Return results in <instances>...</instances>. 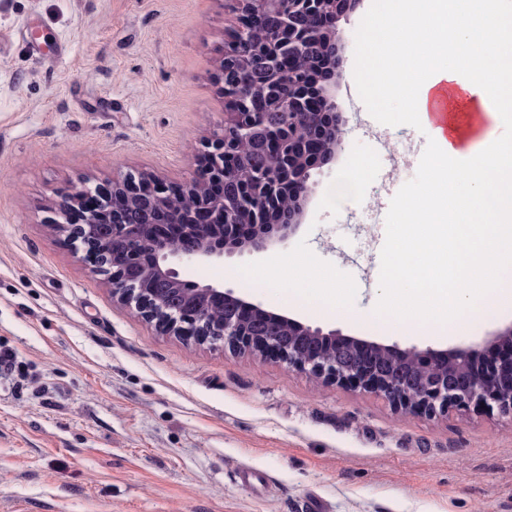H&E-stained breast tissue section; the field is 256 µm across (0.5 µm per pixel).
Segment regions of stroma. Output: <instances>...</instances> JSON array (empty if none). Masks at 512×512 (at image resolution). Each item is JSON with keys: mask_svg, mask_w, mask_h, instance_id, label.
Here are the masks:
<instances>
[{"mask_svg": "<svg viewBox=\"0 0 512 512\" xmlns=\"http://www.w3.org/2000/svg\"><path fill=\"white\" fill-rule=\"evenodd\" d=\"M391 0L338 23L343 145L314 172L300 227L264 252L179 265L323 331L416 348L485 350L512 325L487 305L458 335L380 332L385 219L431 132L405 95L365 84L361 61ZM231 0H0V512H512V417L398 412L273 357L158 332L49 224L63 195L127 172L181 184L227 110L216 81ZM306 259L340 305H286L258 271ZM243 465L264 488L237 482Z\"/></svg>", "mask_w": 512, "mask_h": 512, "instance_id": "obj_1", "label": "stroma"}]
</instances>
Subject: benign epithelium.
<instances>
[{
	"label": "benign epithelium",
	"mask_w": 512,
	"mask_h": 512,
	"mask_svg": "<svg viewBox=\"0 0 512 512\" xmlns=\"http://www.w3.org/2000/svg\"><path fill=\"white\" fill-rule=\"evenodd\" d=\"M241 26L232 30L220 77L230 108L224 134L206 143L190 181L173 187L153 175L129 172L110 184L83 185L66 194L52 220L65 239L81 243L96 264L112 257V296L135 303L166 334L222 342L232 350H258L319 379L379 393L411 414L445 416L474 405L512 415V357L491 378L475 370L480 353L402 349L334 331L327 333L263 309L210 284L184 280L171 262L198 263L243 249L265 251L300 226L312 191L314 163L326 164L342 144L341 119L330 85L308 89L306 62L319 55L336 75L342 45L338 22L358 0H237ZM261 145L268 160L249 180L238 178L244 148ZM198 202L186 223L177 198ZM142 220L128 223V208ZM112 225V253L89 233ZM181 228L177 243L156 239L151 264L139 263L129 240L151 237L155 227ZM251 229L243 239L240 229ZM162 282L163 288L151 284ZM230 312L216 318L208 304Z\"/></svg>",
	"instance_id": "obj_1"
}]
</instances>
